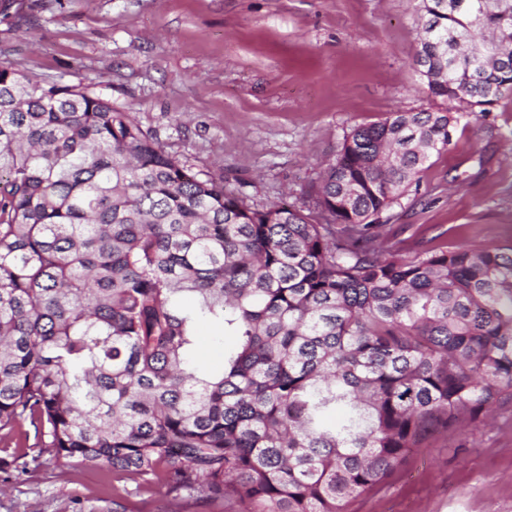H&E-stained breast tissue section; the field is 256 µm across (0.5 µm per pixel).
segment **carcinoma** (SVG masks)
<instances>
[{"label": "carcinoma", "mask_w": 512, "mask_h": 512, "mask_svg": "<svg viewBox=\"0 0 512 512\" xmlns=\"http://www.w3.org/2000/svg\"><path fill=\"white\" fill-rule=\"evenodd\" d=\"M429 95L512 94V0H419ZM508 54L460 58L454 34ZM448 110L353 129L308 214L203 178L89 86L0 60V435L241 512H345L512 403V248L385 245ZM240 338L219 371L197 326ZM341 411L331 425L324 417Z\"/></svg>", "instance_id": "obj_1"}]
</instances>
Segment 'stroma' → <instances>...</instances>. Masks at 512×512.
I'll return each mask as SVG.
<instances>
[{"mask_svg":"<svg viewBox=\"0 0 512 512\" xmlns=\"http://www.w3.org/2000/svg\"><path fill=\"white\" fill-rule=\"evenodd\" d=\"M417 0H16L0 58L40 80L90 85L169 153L253 207L313 206L354 128L437 108L417 72ZM447 152L383 214L404 247H512V95L488 112L452 102ZM236 337L201 326L195 361ZM0 512H225L201 495L107 465L43 454L0 471ZM347 512H512V404L432 436Z\"/></svg>","mask_w":512,"mask_h":512,"instance_id":"1","label":"stroma"}]
</instances>
